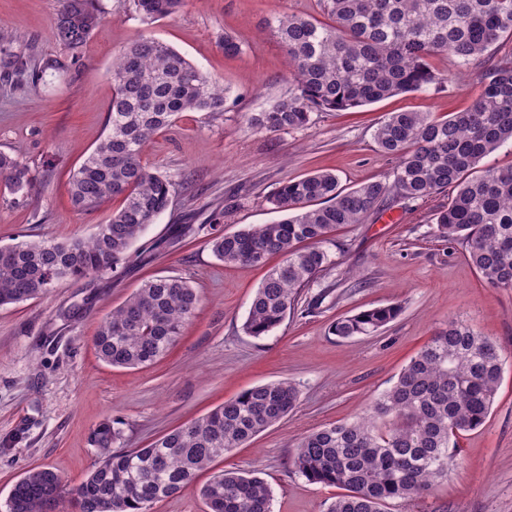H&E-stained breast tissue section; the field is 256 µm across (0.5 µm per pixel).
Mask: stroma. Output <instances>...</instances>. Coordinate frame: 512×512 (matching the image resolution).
Here are the masks:
<instances>
[{
  "label": "stroma",
  "mask_w": 512,
  "mask_h": 512,
  "mask_svg": "<svg viewBox=\"0 0 512 512\" xmlns=\"http://www.w3.org/2000/svg\"><path fill=\"white\" fill-rule=\"evenodd\" d=\"M97 7L103 20L68 72L46 75L35 87L29 74L0 66V152L17 157L36 178L28 195L0 196V246L86 238L118 208L114 200L77 210L69 179L104 135L112 59L141 31L220 81L226 103L217 114L183 113L143 146L144 163L174 180L177 190L117 272L65 279L43 297L0 306V512L29 469L51 468L71 487L83 481L97 458L92 431L105 418L122 420L125 447L142 448L249 388L285 378L299 389L286 418L150 512H204L199 490L221 470L263 478L272 491L271 512H326L338 490L294 470L298 438L368 413L451 320L470 324L501 351L493 407L481 428L457 436L448 474L428 495L392 501L386 512H512V289L488 287L464 244L439 235L434 216L447 207V193L401 201L333 230L325 245L331 268L302 291L279 328L260 338L246 335L243 324L268 267L218 260L207 230L278 220L266 196L313 171L335 173L345 190L389 176L397 160L373 139L385 115L464 111L480 90L482 67L512 57V33L480 66L432 58L431 67L450 77L444 86L316 112L298 130L256 132L249 117L292 86L286 50L268 24L284 13L324 19L320 0H185L178 13L147 27L131 0H97ZM59 9L60 0H0L7 35L0 56L21 55L34 65L60 54ZM228 34L238 54H225ZM153 276L190 281L198 308L157 362L137 369L105 365L94 346L100 324ZM393 303L402 312L380 332L342 339L330 331L339 317ZM73 307L79 313L72 317Z\"/></svg>",
  "instance_id": "obj_1"
}]
</instances>
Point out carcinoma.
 Instances as JSON below:
<instances>
[{"label":"carcinoma","mask_w":512,"mask_h":512,"mask_svg":"<svg viewBox=\"0 0 512 512\" xmlns=\"http://www.w3.org/2000/svg\"><path fill=\"white\" fill-rule=\"evenodd\" d=\"M184 0H133L150 24L176 13ZM330 22L300 15L275 18L272 32L288 52L293 88L271 108L248 119L255 131L308 126L311 113L344 110L448 82L428 60L448 54L462 67L478 61L509 30L512 0H323ZM101 21L94 0H61L56 41L65 56L34 66L31 83L76 63ZM107 132L70 176L74 207L94 210L121 199L87 240L21 241L0 247V306L47 294L60 280L117 271L146 226L163 213L175 183L141 161L146 140L184 112H222L219 82L166 43L140 33L113 59ZM378 147L398 159L384 180L343 191L336 174L316 171L283 182L267 198L283 218L211 237L226 264L272 268L251 303L244 332L267 336L295 309L301 292L331 259L323 248L336 227L359 224L397 200L451 191L435 224L448 240L465 243L467 258L493 288H512V167L481 161L512 142V61L482 73L481 88L463 112H393L374 132ZM33 184L17 158L0 153V193L23 195ZM199 303L179 277L145 281L101 324L98 357L138 368L161 358L181 335ZM399 305L342 318L335 335L350 338L394 321ZM497 345L462 321H450L406 364L366 415L313 430L298 439L296 472L342 493L328 512H384L394 499L425 495L448 472L451 438L481 427L501 380ZM288 379L258 385L144 448L114 451L123 436L118 419L102 421L92 436L99 458L77 486L66 488L49 468L26 472L13 485L10 512H150L179 493L216 458L244 446L297 404ZM207 512H271V491L259 477L221 471L201 488Z\"/></svg>","instance_id":"cac0c4a2"}]
</instances>
